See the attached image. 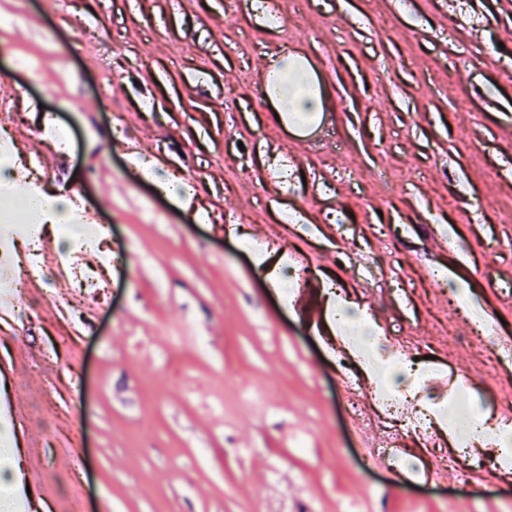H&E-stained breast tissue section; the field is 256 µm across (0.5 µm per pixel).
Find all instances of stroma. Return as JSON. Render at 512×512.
<instances>
[{"instance_id":"1","label":"stroma","mask_w":512,"mask_h":512,"mask_svg":"<svg viewBox=\"0 0 512 512\" xmlns=\"http://www.w3.org/2000/svg\"><path fill=\"white\" fill-rule=\"evenodd\" d=\"M83 2L91 42L72 0H0V126L21 144L0 171L73 187L112 253L75 255L109 285L70 310L47 233L48 275L0 305V491L27 474L41 512H68L78 454L91 512H512V461L457 456L438 422L435 447L404 438L427 483L366 467L382 424L344 414L339 374L368 395L411 381L337 348L326 294L416 358L428 407L512 439V0ZM273 57L308 66L334 137L277 125ZM59 126L62 154L42 140Z\"/></svg>"}]
</instances>
